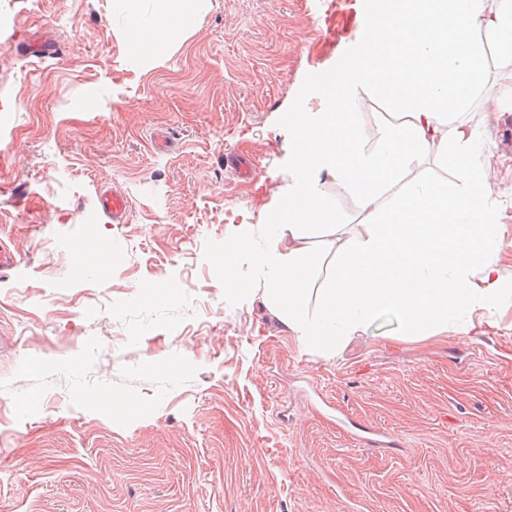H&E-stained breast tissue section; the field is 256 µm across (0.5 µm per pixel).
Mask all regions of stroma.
I'll use <instances>...</instances> for the list:
<instances>
[{
    "mask_svg": "<svg viewBox=\"0 0 512 512\" xmlns=\"http://www.w3.org/2000/svg\"><path fill=\"white\" fill-rule=\"evenodd\" d=\"M368 7L202 0L138 62L125 0H0V512H512V303L478 342L405 339L389 314L327 356L265 300L289 115L319 111ZM17 33L63 59L24 56ZM468 118L511 285L512 107L478 98ZM113 187L127 223L97 207ZM98 252L103 274L83 262Z\"/></svg>",
    "mask_w": 512,
    "mask_h": 512,
    "instance_id": "1",
    "label": "stroma"
}]
</instances>
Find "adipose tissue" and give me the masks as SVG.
I'll use <instances>...</instances> for the list:
<instances>
[{
	"instance_id": "obj_1",
	"label": "adipose tissue",
	"mask_w": 512,
	"mask_h": 512,
	"mask_svg": "<svg viewBox=\"0 0 512 512\" xmlns=\"http://www.w3.org/2000/svg\"><path fill=\"white\" fill-rule=\"evenodd\" d=\"M199 0H173L171 13L127 16L135 54L159 56L191 26ZM512 56V0H370L359 63L326 74L321 109L293 113L296 182L273 215L259 257L267 293L303 347L340 353L378 317L395 314L406 336L447 330L474 337L501 328L494 314L512 299L495 257L497 224L487 174L473 161L475 128L464 121L485 87L486 44ZM365 87L392 120L375 142L357 121ZM464 174L448 188L410 167L426 156ZM355 192L364 213L349 232L321 192L322 176ZM334 237L330 274L316 310L307 307L317 230Z\"/></svg>"
}]
</instances>
